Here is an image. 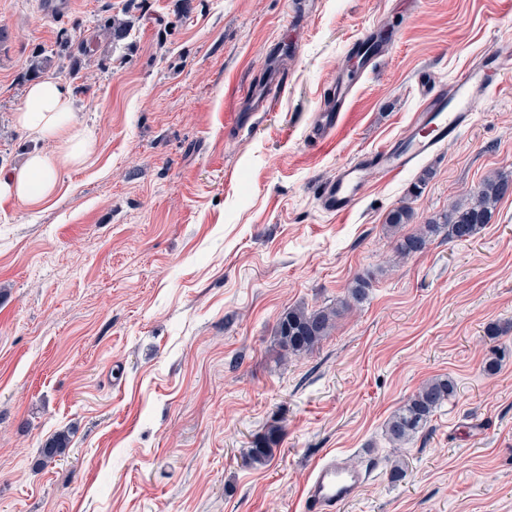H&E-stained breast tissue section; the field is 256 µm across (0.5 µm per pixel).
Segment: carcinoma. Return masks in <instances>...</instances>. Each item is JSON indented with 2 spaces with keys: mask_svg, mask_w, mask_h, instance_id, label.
I'll use <instances>...</instances> for the list:
<instances>
[{
  "mask_svg": "<svg viewBox=\"0 0 512 512\" xmlns=\"http://www.w3.org/2000/svg\"><path fill=\"white\" fill-rule=\"evenodd\" d=\"M511 193L512 175L494 174L483 180L471 201L466 204H453L439 218L403 235L398 234V231L412 221L413 211L406 205L395 208L387 215L385 223L388 231L395 236L396 253L402 258L422 253L443 228L447 229L450 241H470L488 223L497 203ZM368 287L366 280L356 279L353 287L348 289L342 305L349 309L362 304ZM337 315L338 311L333 308L308 310L294 307L283 312L276 329L283 357L302 356L313 352L330 336ZM455 390V380L447 375L436 376L421 384L388 419L386 435L389 442L399 446L412 440L425 428L434 412L454 395ZM281 435V428H268L248 451L249 463H266ZM68 444L69 438L64 433L52 437L40 449V464L46 466L65 454Z\"/></svg>",
  "mask_w": 512,
  "mask_h": 512,
  "instance_id": "cac0c4a2",
  "label": "carcinoma"
}]
</instances>
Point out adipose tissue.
<instances>
[{
    "mask_svg": "<svg viewBox=\"0 0 512 512\" xmlns=\"http://www.w3.org/2000/svg\"><path fill=\"white\" fill-rule=\"evenodd\" d=\"M14 119L29 136L56 144L57 149L30 153L21 172L0 171V201L45 200L54 193L61 170L86 161L95 150V141L78 130L71 92L57 81L31 85Z\"/></svg>",
    "mask_w": 512,
    "mask_h": 512,
    "instance_id": "ef3b65f1",
    "label": "adipose tissue"
}]
</instances>
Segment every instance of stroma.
<instances>
[{"instance_id":"obj_1","label":"stroma","mask_w":512,"mask_h":512,"mask_svg":"<svg viewBox=\"0 0 512 512\" xmlns=\"http://www.w3.org/2000/svg\"><path fill=\"white\" fill-rule=\"evenodd\" d=\"M39 2L0 0V168L52 149L14 122L38 50L95 151L47 200L0 204V512H303L329 452L371 472L343 512H512V332L487 334L512 325V197L470 241L405 260L385 229L396 206L423 224L512 174V63L438 153L371 174L346 214L317 201L411 122L420 72L447 81L512 44V0H74L61 19ZM110 16L125 37L100 35ZM375 27L392 39L345 133L315 143L325 89ZM89 38L92 55L60 50ZM274 61L285 92L250 114ZM358 277L367 297L342 309ZM297 306L340 314L285 358L276 324ZM438 375L455 395L392 448L389 417ZM273 424L270 460L246 465ZM63 430L65 455L38 467Z\"/></svg>"}]
</instances>
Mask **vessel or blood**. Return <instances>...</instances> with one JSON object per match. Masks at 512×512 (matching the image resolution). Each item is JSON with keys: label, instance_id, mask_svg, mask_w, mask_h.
I'll return each mask as SVG.
<instances>
[{"label": "vessel or blood", "instance_id": "vessel-or-blood-1", "mask_svg": "<svg viewBox=\"0 0 512 512\" xmlns=\"http://www.w3.org/2000/svg\"><path fill=\"white\" fill-rule=\"evenodd\" d=\"M506 57V51L494 49L450 81L423 78L419 84L422 104L412 122L386 146L339 166L319 190L321 209L336 215L348 212L363 195L369 172L384 178L396 176L456 139L472 124L478 104L498 87ZM355 89L346 73L337 74L315 115L313 138L326 140L343 126ZM368 479L366 470L348 465L342 457H326L315 467L304 491V512H341Z\"/></svg>", "mask_w": 512, "mask_h": 512}]
</instances>
